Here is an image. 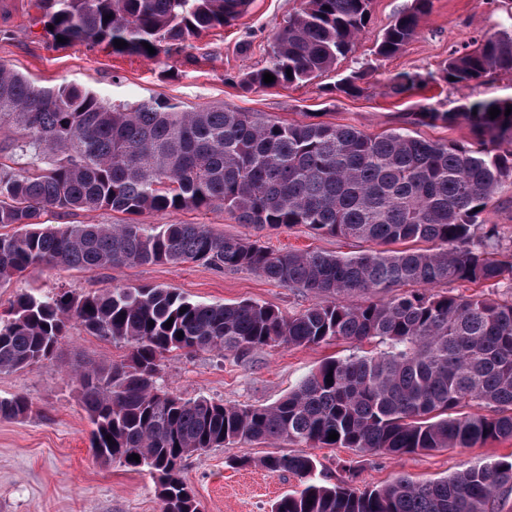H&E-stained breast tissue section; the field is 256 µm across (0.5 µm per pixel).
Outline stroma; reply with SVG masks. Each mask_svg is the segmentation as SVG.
I'll return each instance as SVG.
<instances>
[{"instance_id": "35a3bbf8", "label": "stroma", "mask_w": 512, "mask_h": 512, "mask_svg": "<svg viewBox=\"0 0 512 512\" xmlns=\"http://www.w3.org/2000/svg\"><path fill=\"white\" fill-rule=\"evenodd\" d=\"M412 0H371L366 31L333 69L298 84L264 90L240 85L245 73L264 66L268 46L283 19L299 0H251L233 25L210 30L190 41L170 59L147 60L115 55L97 46H66L39 24L32 0H0V65L41 86L73 84L112 103L164 99L192 110L224 107L253 112L284 122L349 124L369 135L398 128L434 141H467L466 124L407 125V113L433 104L453 111L466 103L512 99V78L451 85L436 75L450 52L473 37L490 35L512 20V0H433L416 37L395 56L382 59L376 42ZM364 68V91L358 96L327 93V86ZM420 76L421 82L401 97L387 93L395 74ZM138 221L150 232L164 224H205L218 235L259 241L272 250H310L338 254L359 251V242L314 234L305 225L258 229L237 223L222 205L206 210L143 212ZM157 286L202 303L266 304L284 315L314 304L313 296L268 281L246 270H218L200 262L115 266L77 271L42 267L0 288V316L23 292L42 296L61 291L96 293L105 288ZM355 342L333 339L309 347H265L241 355L208 351L173 352L163 359L157 383L185 399L204 397L236 406L270 405L294 389L324 361L363 354ZM127 345L88 333L71 324L54 356L33 366L0 372V399L22 395L32 405L23 419H0V512H161L153 477L97 460L90 447L92 425L77 398L75 374L91 366L127 360ZM305 445L286 440H238L188 457L181 470L201 502V512H271L285 493L296 490L292 475L261 466V459L305 452ZM330 482L345 479V465L360 461L358 485L382 486L396 475L433 480L466 463L512 457V440L473 448H447L378 455L361 461L349 448H318ZM250 465L234 466V459Z\"/></svg>"}]
</instances>
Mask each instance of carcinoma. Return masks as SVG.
<instances>
[{"instance_id": "1", "label": "carcinoma", "mask_w": 512, "mask_h": 512, "mask_svg": "<svg viewBox=\"0 0 512 512\" xmlns=\"http://www.w3.org/2000/svg\"><path fill=\"white\" fill-rule=\"evenodd\" d=\"M249 2L35 0V6L43 11L40 21L54 26L48 31L54 39L157 60L236 21ZM370 2L305 0L284 19L266 65L241 84L263 90L330 70L364 33ZM431 6L432 0H413L377 41L376 54L388 59L401 51ZM116 40L127 46L115 47ZM267 72L275 76L269 84ZM492 74L512 76V30L472 39L443 70L457 84ZM417 84L416 76L398 73L387 88L401 96ZM510 105L512 99H492L455 112L427 105L407 113L411 125L470 127L469 142H439L405 128L369 136L352 125L284 123L222 107L183 110L158 99L114 106L86 89L40 86L0 67V126L19 131L8 149L23 159L18 167L0 162V225L18 226L0 234V288L43 266L202 261L218 270L248 269L319 299L286 317L268 305L196 303L157 287L22 293L0 318V371L50 359L73 321L127 344V361L85 369L76 382L93 425L94 456L148 469L162 512H201L181 477L182 463L237 439L354 448L369 456L512 440V302L432 292L437 284L512 292V253L500 254V234L486 219L494 197L512 187V151L500 150L512 143ZM492 108L500 110L493 119ZM217 203L240 224H303L373 248L350 255L274 252L216 235L205 224H163L148 234L136 221L145 211ZM103 208L126 218L63 228L43 221L52 210ZM354 292L371 299L358 306L340 301ZM335 338L386 349L328 360L272 405L159 397L160 364L173 351L244 355ZM31 412L24 396L0 400V418ZM333 431L336 440L328 439ZM262 464L301 486L273 512H505L512 502V461L504 458L419 483L399 474L380 488L355 486L354 464L345 466L346 479L331 483L312 454Z\"/></svg>"}]
</instances>
